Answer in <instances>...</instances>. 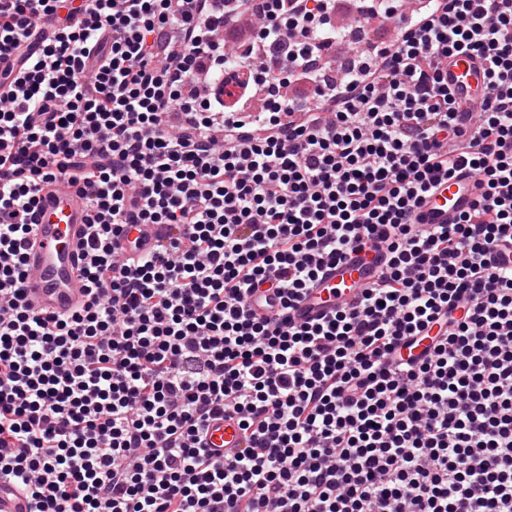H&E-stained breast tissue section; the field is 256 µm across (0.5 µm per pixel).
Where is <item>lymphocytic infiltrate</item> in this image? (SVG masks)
Listing matches in <instances>:
<instances>
[{"instance_id": "obj_1", "label": "lymphocytic infiltrate", "mask_w": 512, "mask_h": 512, "mask_svg": "<svg viewBox=\"0 0 512 512\" xmlns=\"http://www.w3.org/2000/svg\"><path fill=\"white\" fill-rule=\"evenodd\" d=\"M370 9L394 44L330 87L312 62L336 0H0V481L30 512H512V270L490 261L512 248V0ZM461 51L489 64L476 112L448 89ZM235 64L255 114L206 92ZM295 83L317 104L286 103ZM464 169L474 210L414 223ZM56 177L93 228L67 316L25 302ZM128 224L156 226L152 251L122 256ZM372 241L387 266L354 306L248 310L267 281L290 308ZM227 410L249 445L223 460L202 434Z\"/></svg>"}]
</instances>
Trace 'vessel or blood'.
<instances>
[{"mask_svg": "<svg viewBox=\"0 0 512 512\" xmlns=\"http://www.w3.org/2000/svg\"><path fill=\"white\" fill-rule=\"evenodd\" d=\"M487 68L485 60L466 53L448 59V86L468 110H475L481 100ZM478 194L472 179L445 180L420 198L414 213L423 224H451L460 213L473 210ZM87 212L84 195L65 179L41 184L26 251L25 297L37 311L66 316L85 304L81 267L91 233ZM123 244L148 251L153 245L151 225H129ZM384 266L385 250L379 244L345 256L324 269L316 287L289 310V318L297 324L322 318L377 285ZM204 445L219 458L236 454L245 445L237 417L223 414L211 420L204 431ZM0 512H29V503L24 494L0 484Z\"/></svg>", "mask_w": 512, "mask_h": 512, "instance_id": "obj_1", "label": "vessel or blood"}]
</instances>
